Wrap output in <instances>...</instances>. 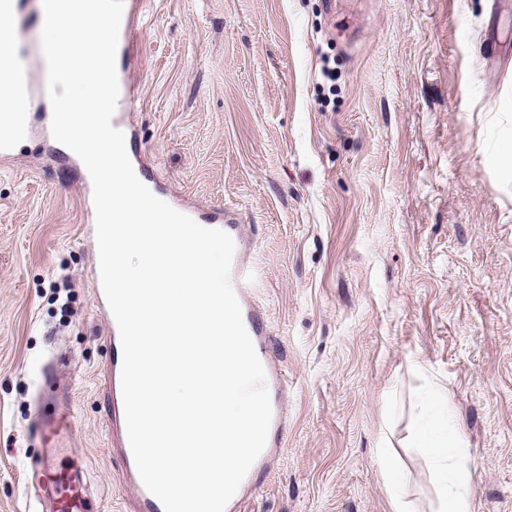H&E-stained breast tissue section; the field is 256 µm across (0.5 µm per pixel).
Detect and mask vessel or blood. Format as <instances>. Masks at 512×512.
Segmentation results:
<instances>
[{
  "label": "vessel or blood",
  "instance_id": "obj_1",
  "mask_svg": "<svg viewBox=\"0 0 512 512\" xmlns=\"http://www.w3.org/2000/svg\"><path fill=\"white\" fill-rule=\"evenodd\" d=\"M147 0H126L121 19L116 56V70L120 97H127L129 81L125 67L128 38L138 24ZM0 10L8 11L14 21L17 48L13 63L17 71L15 89L25 102L26 109L18 117V123L26 129L40 125L43 131H50L52 111L43 96V80L33 68V61L42 59L43 52L38 30L41 25L42 0H0ZM188 216L200 224H212L227 232L233 240H240V220L234 210L227 208H191ZM230 281L239 301L244 326L250 335L257 355L263 365L266 386L269 392L272 419L266 445L274 448L280 445L286 432L287 420L282 405V394L288 385V378L278 368L270 348V338L263 317L251 305L250 294L254 285V271L242 255H234ZM68 428L60 408L48 405L43 411L39 431L49 442L40 461L42 469L39 504L42 512H97L92 498L90 473L83 462L70 466L57 464L56 442ZM126 473L132 485L138 512H164L161 502L144 486L134 460H127Z\"/></svg>",
  "mask_w": 512,
  "mask_h": 512
}]
</instances>
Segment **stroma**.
<instances>
[{"instance_id": "35a3bbf8", "label": "stroma", "mask_w": 512, "mask_h": 512, "mask_svg": "<svg viewBox=\"0 0 512 512\" xmlns=\"http://www.w3.org/2000/svg\"><path fill=\"white\" fill-rule=\"evenodd\" d=\"M127 62L129 156L163 201L238 210L288 375L277 461L230 512H437L409 445L432 384L473 512H512V0H149ZM83 184L45 136L0 159V512H33L39 401L66 391L99 512H137Z\"/></svg>"}]
</instances>
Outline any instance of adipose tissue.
Listing matches in <instances>:
<instances>
[{
	"label": "adipose tissue",
	"mask_w": 512,
	"mask_h": 512,
	"mask_svg": "<svg viewBox=\"0 0 512 512\" xmlns=\"http://www.w3.org/2000/svg\"><path fill=\"white\" fill-rule=\"evenodd\" d=\"M411 445L424 449L439 476L438 512H473L470 473L462 465L469 456L460 425L441 389L423 399Z\"/></svg>",
	"instance_id": "ef3b65f1"
}]
</instances>
